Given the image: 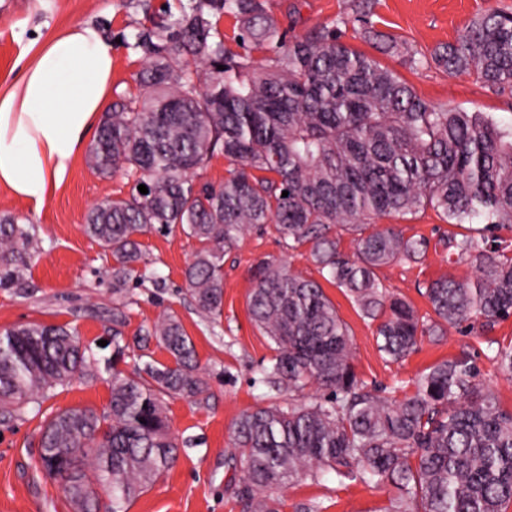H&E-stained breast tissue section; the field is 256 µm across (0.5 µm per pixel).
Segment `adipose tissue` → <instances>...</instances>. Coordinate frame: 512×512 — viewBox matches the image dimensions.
Returning <instances> with one entry per match:
<instances>
[{
    "label": "adipose tissue",
    "instance_id": "ef3b65f1",
    "mask_svg": "<svg viewBox=\"0 0 512 512\" xmlns=\"http://www.w3.org/2000/svg\"><path fill=\"white\" fill-rule=\"evenodd\" d=\"M0 79V189L42 207L62 186L113 90L112 46L77 23L26 50Z\"/></svg>",
    "mask_w": 512,
    "mask_h": 512
}]
</instances>
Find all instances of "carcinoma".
<instances>
[{
  "label": "carcinoma",
  "instance_id": "carcinoma-1",
  "mask_svg": "<svg viewBox=\"0 0 512 512\" xmlns=\"http://www.w3.org/2000/svg\"><path fill=\"white\" fill-rule=\"evenodd\" d=\"M225 16L261 60L226 46L218 28ZM364 37L412 66L423 64L371 27ZM131 47L145 60L139 96L112 103L87 151L93 172L133 182L129 196L105 198L83 224L112 255V283L143 278L140 237L179 229L201 244L184 270L185 290L201 317L215 321L223 311L224 255L246 232L273 224L289 248L309 246L307 260L363 317L380 320L378 348L393 361L423 336H444L473 318L488 330L512 317V255L497 235L512 229V124L423 100L393 70L343 44L333 25L286 39L268 0H187L175 12L167 6ZM432 60L512 92V12L474 17ZM216 153L233 165L229 177L198 183ZM427 206L448 224H480L472 234L439 240L448 261L468 260L476 275L425 286L430 322L388 294L376 275L383 266L421 261L429 240L392 226L367 231L379 218ZM342 231L359 233L351 258L339 249ZM35 239L34 225L0 214V288L18 283ZM252 278L251 320L278 350L262 382L290 391L312 382L324 397L286 409L256 406L235 421L231 460L242 473L243 512H282L279 492L288 482L327 470L395 485L390 512H506L512 411L484 390L469 358L431 366L415 378L413 394L390 400L358 379L349 329L319 282L276 258L253 266ZM126 306L112 308L110 357H97L65 325L30 322L0 332V409L10 419L40 413L58 387L112 371L106 409L52 412L40 428L42 471L75 512H97L99 488L111 500L108 512H127L180 446L191 445L173 435L167 401L208 389L193 340L173 313L143 338H155L170 363L118 369L127 356L120 330Z\"/></svg>",
  "mask_w": 512,
  "mask_h": 512
}]
</instances>
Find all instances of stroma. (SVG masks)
<instances>
[{"label":"stroma","instance_id":"35a3bbf8","mask_svg":"<svg viewBox=\"0 0 512 512\" xmlns=\"http://www.w3.org/2000/svg\"><path fill=\"white\" fill-rule=\"evenodd\" d=\"M166 0H0V75L20 72L24 53L33 39H42L77 22L95 23L112 43L113 84L117 94L135 95V81L143 69L139 52L130 47L133 34L160 12ZM354 0H270L274 15L289 35H302L332 23L341 42L366 53L405 80L422 99L441 107L479 111L496 120L512 121V95L487 89L474 75L448 74L430 62L437 47L454 42L461 28L476 14L512 11V0H371L375 28L425 56L413 67L404 57L381 52L364 38L363 25L353 9ZM131 184L122 175L104 180L78 156L56 195L42 208L14 199L0 189V213H11L21 223L35 225L38 241L26 266L22 287L0 288V331L27 322L53 323L75 328L83 344L96 345L112 335V306L118 297L129 299L121 328L128 344L122 370H131L140 355L169 362V354L156 342H144L147 328L162 311L174 312L193 339L198 359L209 381L208 392L195 399L169 400L167 415L173 433L191 440L180 449L174 466L134 499L128 512H243L236 488L241 473L230 456L232 427L238 416L258 405L303 404L319 393L315 384L303 391L274 390L261 382L262 366L270 365L277 351L258 330L248 312L254 283L250 269L264 258L285 261L307 279H319L317 267L280 239L274 225L246 236L238 249L224 258V308L217 322L201 319L183 290V272L199 244L181 232L144 236L146 271L157 280L128 281L122 292L112 286L111 257L84 234L87 210L107 197H125ZM394 225L404 236H423L430 246L418 263L401 262L378 270L388 293L403 297L418 314L432 317L422 291L426 283L453 277L474 279L467 262H449L438 244L441 236L469 232L466 224L446 223L433 208L397 217ZM324 291L346 322L352 338V363L358 378L369 388L402 398L414 390L417 375L443 360L468 356L481 370L485 390L500 405L512 410V378L493 360L496 349H512V318L493 329L464 334L449 329L441 340L422 338L415 352L393 362L378 350L377 324L362 317L353 302L334 285ZM110 375L57 388L42 405L41 414L0 423V512H72L58 484L46 478L38 462L39 429L44 414L69 407L105 409L110 399ZM398 494L391 485L369 486L335 472L318 480H296L282 489L284 512L299 503L320 501L323 512H387Z\"/></svg>","mask_w":512,"mask_h":512}]
</instances>
